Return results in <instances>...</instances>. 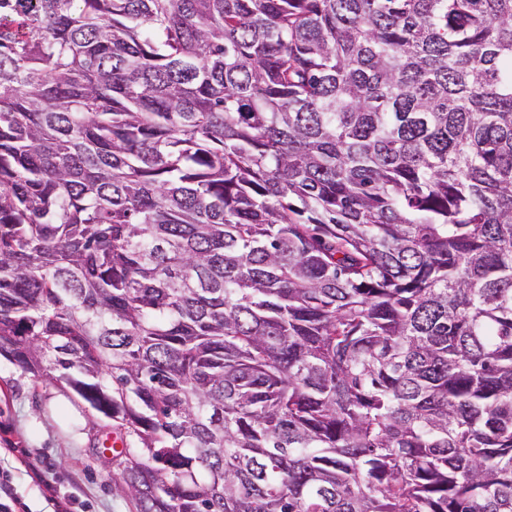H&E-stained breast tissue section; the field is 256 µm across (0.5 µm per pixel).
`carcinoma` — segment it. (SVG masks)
I'll return each instance as SVG.
<instances>
[{
	"instance_id": "carcinoma-1",
	"label": "carcinoma",
	"mask_w": 512,
	"mask_h": 512,
	"mask_svg": "<svg viewBox=\"0 0 512 512\" xmlns=\"http://www.w3.org/2000/svg\"><path fill=\"white\" fill-rule=\"evenodd\" d=\"M0 356L129 512H512V0H0Z\"/></svg>"
}]
</instances>
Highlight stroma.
<instances>
[{
  "instance_id": "obj_1",
  "label": "stroma",
  "mask_w": 512,
  "mask_h": 512,
  "mask_svg": "<svg viewBox=\"0 0 512 512\" xmlns=\"http://www.w3.org/2000/svg\"><path fill=\"white\" fill-rule=\"evenodd\" d=\"M105 418L72 392L35 381L0 357V479L15 512H128L112 494V463L100 452Z\"/></svg>"
}]
</instances>
